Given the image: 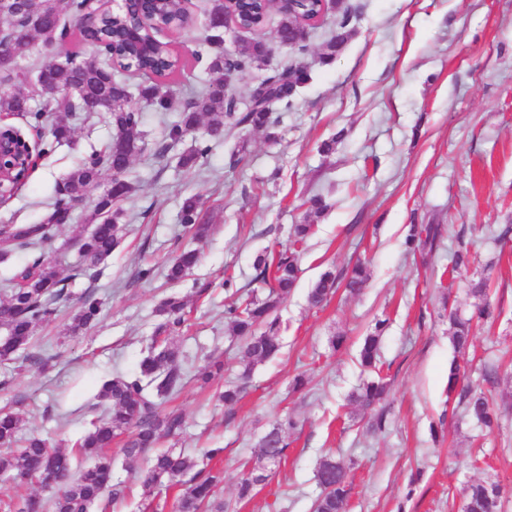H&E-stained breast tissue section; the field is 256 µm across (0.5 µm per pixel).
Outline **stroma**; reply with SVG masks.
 <instances>
[{
  "mask_svg": "<svg viewBox=\"0 0 512 512\" xmlns=\"http://www.w3.org/2000/svg\"><path fill=\"white\" fill-rule=\"evenodd\" d=\"M342 2L356 18L327 65L319 56L336 29L332 9L310 29L303 56L278 43L274 10L255 31H224L226 47L262 40L270 48L261 66L230 81L239 108L247 107L254 84L285 65L310 72L282 113L278 142L250 128L228 126L212 135L202 126L158 163L153 151L165 121L178 120L190 89L208 78L206 61L193 53L207 34L210 0H185L194 26L166 36L184 62L170 86L171 109L163 115L132 99L142 115L143 149L131 165L139 189L124 205L119 247L90 264L89 275H74L78 241L92 229L82 221L54 229L43 246L0 260V301L14 267L40 256L56 264L66 286L56 314L35 332L33 350L46 366L0 363V410L22 418V436L72 450L102 413L101 384L137 371L161 321L159 306L175 296L189 314L176 337L186 364L197 369L219 355L224 375L206 390L186 381L162 402V411L182 412L187 426L161 445L192 456L223 448L216 467L228 512H313L320 493L316 465L326 455L350 469V512H458L462 490L474 480L505 488L502 512H512V238L493 239L512 224V0ZM52 120L49 114L6 116L42 154L27 184L0 203V224L39 223L57 186L110 137L95 121L59 145L48 134ZM332 137L335 152L321 153V142ZM198 146L208 149L204 165L179 167L180 154ZM192 194L200 196L201 221L211 227L197 243L180 221L181 200ZM316 194L328 208L300 249L297 286L276 312L281 350L255 365L243 398L226 407L214 391L236 380L241 348L224 307L261 294L256 254L287 249L289 226L302 222V203ZM412 224L443 226L432 263L405 256ZM460 235L472 263L454 272L448 256ZM190 244L200 251L199 264L181 281H168L170 261ZM359 261L371 273L360 295L340 289L323 307L309 306L308 290L323 271L343 275ZM144 268L151 269L150 279H138ZM482 270L489 273L495 313L459 360L474 384L483 366L498 367L492 394L499 425L491 432L451 416L446 391L455 355L443 304L471 312L468 283ZM88 295L101 303L98 322L83 335H67L71 313ZM383 319L380 369L391 396L385 430L372 433L352 418L348 397L368 377L359 361L361 342ZM338 334L346 341L335 349L329 339ZM299 374L307 383L295 392L291 384ZM288 414L300 425L285 437L284 462L251 500L238 501L245 462L255 461L261 438ZM122 448L115 439L113 478L125 497L90 512H143L140 476L148 463L128 459Z\"/></svg>",
  "mask_w": 512,
  "mask_h": 512,
  "instance_id": "stroma-1",
  "label": "stroma"
}]
</instances>
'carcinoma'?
<instances>
[{"label":"carcinoma","mask_w":512,"mask_h":512,"mask_svg":"<svg viewBox=\"0 0 512 512\" xmlns=\"http://www.w3.org/2000/svg\"><path fill=\"white\" fill-rule=\"evenodd\" d=\"M72 12L85 8V0H15L5 35L12 36L20 49L53 43L63 33V7ZM224 0H213L209 14V34L196 58H207L211 78L204 88L192 94L184 103L179 120L169 128L167 137L156 149L160 158L166 157L174 144L194 132L202 122H207L208 132L216 135L224 125L250 127L265 131L268 139L277 140L281 116L274 112L269 100L284 109L292 106L296 94L294 84L305 83L310 73L302 66L290 65L269 76L252 88V107L241 112L234 109L235 97L224 91V71L229 61L224 57ZM149 12L156 24L174 28L183 20L180 0H133L126 12L109 13L99 24V33L108 39L115 60L103 63L94 58L79 62H64L43 56L3 75V82L11 86L0 93V112L5 114H32L40 119L47 112H62L50 135L57 143L71 141L73 125L104 114L111 135L104 150L91 155L78 164L64 179L58 196L44 220L38 224L0 225V259L4 260L17 249H27L46 243L55 227L75 221L72 204L82 201L91 187L103 186L106 191L98 196L90 220L91 233L81 239V251L98 260L109 256L119 243V203L136 191V183L129 176L132 158L140 150L142 133L139 119L130 110L132 94L128 85L117 78L116 70L150 79L138 86L141 96L154 101L161 111L169 109L171 94L165 80L180 72L183 62L168 43L157 40L147 32H139L134 40L130 33L137 28L140 13ZM235 11L239 20L251 23L264 15L263 0H237ZM354 19L351 11H344L336 20V34L321 54L324 63L332 60L336 48L345 44ZM277 34L292 43L299 53L308 51L307 29L300 26L297 16L280 14ZM268 54V46L261 40L250 43L237 57L236 67L244 72L259 66ZM307 205L301 224L291 228L288 251L274 255L259 254L254 262V280L266 287L260 298L249 296L224 309V318L232 328L233 338L241 342L240 378L250 377L255 364L274 356L281 348L279 325L275 312L299 276L297 248L305 243L313 231L308 217L327 208L320 196L304 201ZM199 198L187 196L181 205V222L184 229L203 238L209 226L196 223ZM441 236L438 224H413L405 240L406 254L433 253ZM198 261L194 250L178 255L168 270L172 281L181 279ZM451 270L467 268L470 252L458 244L450 255ZM13 288L8 299L0 302L3 308V326L6 335L0 336V360L8 361L28 347L35 328L54 313V304L61 299L63 278L49 261L37 258L20 264L13 277ZM368 281L367 266L356 264L345 275V288L352 296L361 293ZM338 287V278L331 270L320 274L307 294L309 305H321ZM488 276L480 274L469 282L468 294L475 299L476 317L487 319L494 309L488 300ZM100 304L97 299L85 297L72 315L69 332L80 335L97 320ZM164 321L158 326L156 336L139 365V371L127 376H116L101 385L98 398L108 403V412L90 421V428L76 441V453L53 450L45 440L33 437L19 447L0 454V473L9 475L16 485H36L42 490L54 491L51 500L53 512H87L88 507L100 500L106 491L112 498L120 490L112 486V447L114 438L127 435L124 454L130 459L149 458V468L142 480L143 494L149 498L162 486L167 491H178L177 512H224L216 501L219 476L209 463L224 455L222 448H209L207 462L172 450L156 451V445L165 437L180 434L185 420L178 413L162 414L158 400L171 396L183 385L186 378L183 357L173 341V334L186 323L184 303L176 298L164 302L160 309ZM449 339L455 357L448 366V399L457 401L463 411L479 424L491 430L498 417L493 403L481 390L464 383L465 371L459 356L469 348L473 332V318L464 317L456 308L448 307ZM385 321L375 324L374 331L366 336L360 350L361 365L378 370V352ZM224 371V362L216 359L195 374V380L207 385ZM389 384L384 378L365 382L351 395L350 404L358 412L372 411L368 430L376 433L385 429L387 414L383 402ZM297 421L287 418L266 433L260 442L259 453L253 468L238 483L241 500L252 497L257 485L265 482L268 469L281 464L285 451V433L294 429ZM21 420L14 414L0 415V445L11 446L21 431ZM90 460L87 465L82 459ZM316 479L321 489L315 512H347L350 485L346 466L331 457L320 460ZM501 488L496 483L476 481L469 484L463 494L462 512H500Z\"/></svg>","instance_id":"cac0c4a2"}]
</instances>
